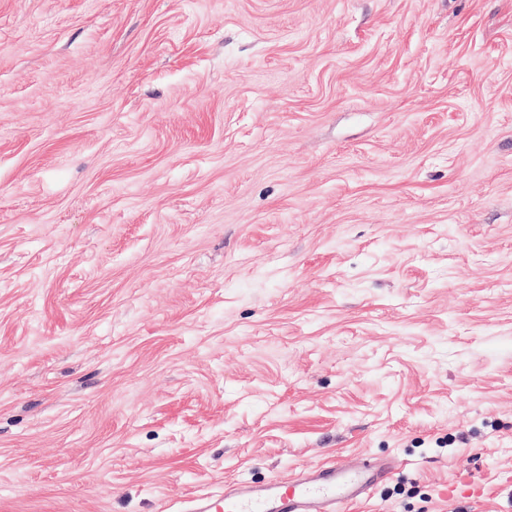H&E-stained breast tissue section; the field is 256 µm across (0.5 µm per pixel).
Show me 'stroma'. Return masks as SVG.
<instances>
[{
    "instance_id": "1",
    "label": "stroma",
    "mask_w": 512,
    "mask_h": 512,
    "mask_svg": "<svg viewBox=\"0 0 512 512\" xmlns=\"http://www.w3.org/2000/svg\"><path fill=\"white\" fill-rule=\"evenodd\" d=\"M334 456L512 512V0H0V512Z\"/></svg>"
}]
</instances>
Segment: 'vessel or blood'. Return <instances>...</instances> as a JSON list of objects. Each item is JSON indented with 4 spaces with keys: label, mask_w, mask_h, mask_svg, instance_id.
Listing matches in <instances>:
<instances>
[{
    "label": "vessel or blood",
    "mask_w": 512,
    "mask_h": 512,
    "mask_svg": "<svg viewBox=\"0 0 512 512\" xmlns=\"http://www.w3.org/2000/svg\"><path fill=\"white\" fill-rule=\"evenodd\" d=\"M391 474L386 463L354 465L332 458L301 469L286 483L225 485L223 494L188 500L183 512H342L347 504L367 500L372 487Z\"/></svg>",
    "instance_id": "b4317fda"
}]
</instances>
